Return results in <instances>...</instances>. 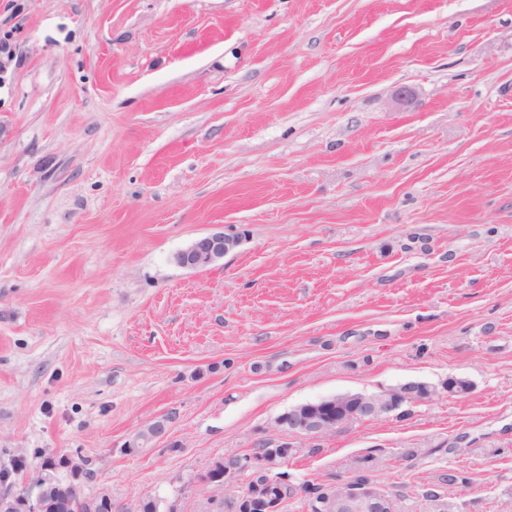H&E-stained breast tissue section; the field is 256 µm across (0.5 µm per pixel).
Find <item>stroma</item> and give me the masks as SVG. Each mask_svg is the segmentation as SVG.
Wrapping results in <instances>:
<instances>
[{"mask_svg":"<svg viewBox=\"0 0 512 512\" xmlns=\"http://www.w3.org/2000/svg\"><path fill=\"white\" fill-rule=\"evenodd\" d=\"M4 36L0 461L199 512L291 407L462 377L294 439L288 512L358 473L512 512V0H0ZM241 244L238 236L214 230L193 239L174 255V262L181 268L201 270L216 265L224 256ZM227 472V482L230 485L234 483L235 479L240 476L241 469L236 466L235 461L226 462L224 465V473ZM224 473L220 475V472L211 474L193 476L187 482L188 486H193L200 483H217V485H224ZM220 482V483H218Z\"/></svg>","mask_w":512,"mask_h":512,"instance_id":"35a3bbf8","label":"stroma"}]
</instances>
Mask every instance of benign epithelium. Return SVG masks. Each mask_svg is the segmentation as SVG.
I'll return each mask as SVG.
<instances>
[{
	"label": "benign epithelium",
	"mask_w": 512,
	"mask_h": 512,
	"mask_svg": "<svg viewBox=\"0 0 512 512\" xmlns=\"http://www.w3.org/2000/svg\"><path fill=\"white\" fill-rule=\"evenodd\" d=\"M241 239L222 230H214L193 239L174 255V262L181 268L201 270L216 265L224 256L235 250ZM472 390L468 381L452 385L444 382L433 385L425 382H408L396 391L385 389L377 394H340L309 404V410L295 406L278 416L275 425L279 438L259 442L248 452L252 472L245 489L233 497L235 512H283L288 501L284 485L270 477V472L288 462L290 440L297 436L322 439L352 420L369 421L385 417L405 405L417 404L433 395L446 393L464 396ZM167 421L156 420L137 433L133 443L138 445L165 436ZM25 454L16 452L9 461L0 463V512H114L112 493L101 488L93 494L81 490V480L86 463L80 458H68L61 466L40 465L35 476L28 470L15 469V463ZM395 495L379 488L372 480L349 477L328 486L319 500H306V512H398Z\"/></svg>",
	"instance_id": "7a95c632"
}]
</instances>
